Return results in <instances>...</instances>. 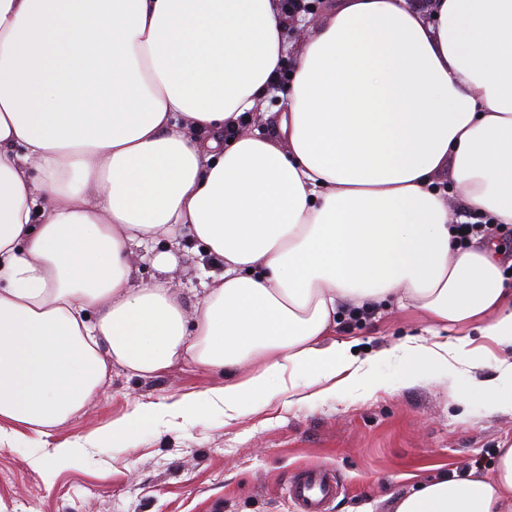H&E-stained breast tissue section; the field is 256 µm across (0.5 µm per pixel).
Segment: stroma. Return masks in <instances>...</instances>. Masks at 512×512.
Wrapping results in <instances>:
<instances>
[{
  "instance_id": "stroma-1",
  "label": "stroma",
  "mask_w": 512,
  "mask_h": 512,
  "mask_svg": "<svg viewBox=\"0 0 512 512\" xmlns=\"http://www.w3.org/2000/svg\"><path fill=\"white\" fill-rule=\"evenodd\" d=\"M215 261L183 236L172 272L196 288ZM422 320L411 309L376 308L354 321L340 315L336 337L354 340L355 354L376 357ZM487 361L469 374L440 370L402 385L399 360H378L383 383L315 401L277 397L271 407L229 419L223 409L150 421L126 445L103 430L138 402H171L223 386L221 374L180 363L152 376L113 367L108 385L51 440L82 451L60 467L38 469L42 439H0V512H298L289 477L312 463L334 469L338 488L327 512H393L396 496L428 481L490 473L500 448L512 444V410L487 411L462 400L468 380L496 376L512 347L476 337Z\"/></svg>"
}]
</instances>
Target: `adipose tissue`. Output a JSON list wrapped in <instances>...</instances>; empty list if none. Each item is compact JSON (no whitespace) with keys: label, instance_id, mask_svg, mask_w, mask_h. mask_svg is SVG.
Masks as SVG:
<instances>
[{"label":"adipose tissue","instance_id":"1","mask_svg":"<svg viewBox=\"0 0 512 512\" xmlns=\"http://www.w3.org/2000/svg\"><path fill=\"white\" fill-rule=\"evenodd\" d=\"M290 26L281 0H0V424L51 437L115 364L231 376L136 405L115 443L344 394L375 381L333 337L346 303L424 316L382 352L414 375L482 366L473 330L512 345V269L448 226L452 187L512 224V0H346L289 65ZM278 97L275 140L252 124ZM186 233L224 264L191 306L166 278ZM394 512H512V446Z\"/></svg>","mask_w":512,"mask_h":512}]
</instances>
